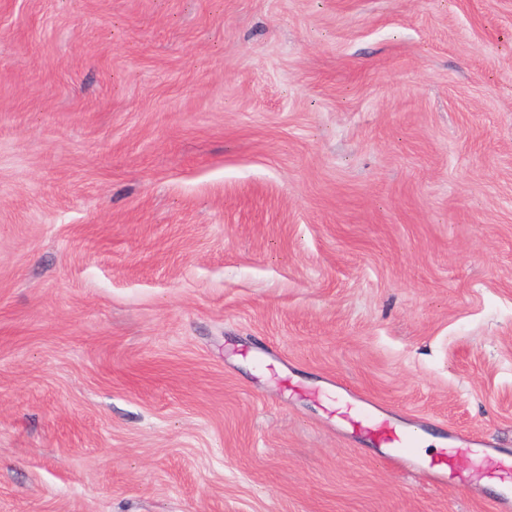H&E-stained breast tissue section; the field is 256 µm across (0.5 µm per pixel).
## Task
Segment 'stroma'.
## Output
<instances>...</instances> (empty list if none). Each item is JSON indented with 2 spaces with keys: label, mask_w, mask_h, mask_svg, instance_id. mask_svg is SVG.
I'll return each instance as SVG.
<instances>
[{
  "label": "stroma",
  "mask_w": 512,
  "mask_h": 512,
  "mask_svg": "<svg viewBox=\"0 0 512 512\" xmlns=\"http://www.w3.org/2000/svg\"><path fill=\"white\" fill-rule=\"evenodd\" d=\"M512 0H0V512H496ZM364 409L366 412L361 419L349 420L353 432L359 433L377 448H391L393 457L404 461L414 470H423L422 474L436 484L443 483L446 475L448 477V471L454 470L451 461L462 448H448L443 453L445 461L423 466L417 459V439L414 431L397 430L385 418L373 414L365 407Z\"/></svg>",
  "instance_id": "35a3bbf8"
}]
</instances>
